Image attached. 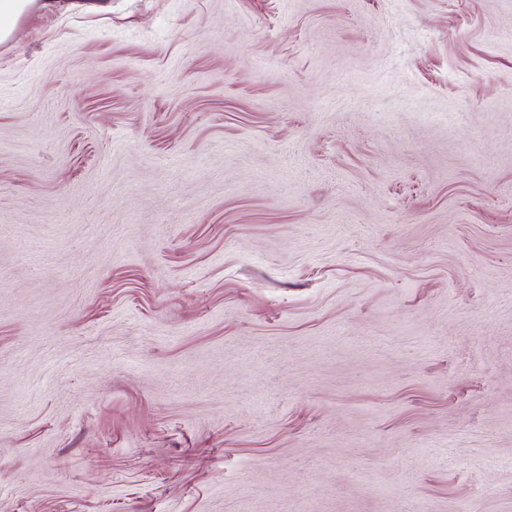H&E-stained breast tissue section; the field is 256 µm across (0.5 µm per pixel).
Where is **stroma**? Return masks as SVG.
Instances as JSON below:
<instances>
[{"label": "stroma", "instance_id": "1", "mask_svg": "<svg viewBox=\"0 0 512 512\" xmlns=\"http://www.w3.org/2000/svg\"><path fill=\"white\" fill-rule=\"evenodd\" d=\"M0 42V512H512V0H110Z\"/></svg>", "mask_w": 512, "mask_h": 512}]
</instances>
